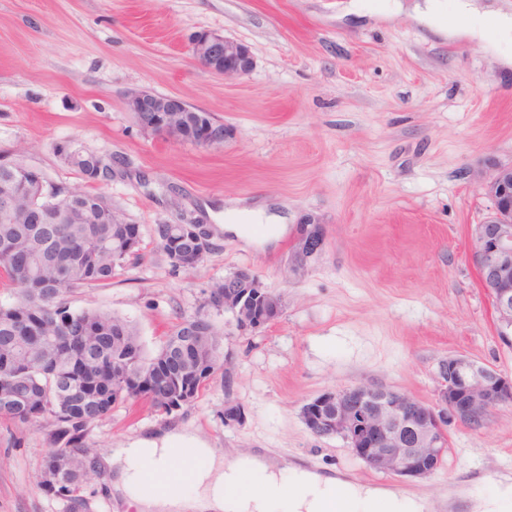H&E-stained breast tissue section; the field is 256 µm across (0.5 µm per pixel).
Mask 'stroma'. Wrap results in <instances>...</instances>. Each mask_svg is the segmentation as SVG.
I'll return each instance as SVG.
<instances>
[{"label":"stroma","instance_id":"35a3bbf8","mask_svg":"<svg viewBox=\"0 0 512 512\" xmlns=\"http://www.w3.org/2000/svg\"><path fill=\"white\" fill-rule=\"evenodd\" d=\"M387 0H0V153L64 189L90 190L61 146L124 158L104 191L139 224L142 259L111 284L74 291L73 309L124 318L156 350L181 319L202 312L228 361L202 395L166 414L143 400L90 426L93 455L186 429L234 459L272 453L349 483L427 498L430 512H467L454 489L493 494L512 477V405L488 425L448 428L434 477L406 482L355 459L336 437L311 435L302 405L324 390L371 384L437 397L440 361L456 354L512 373L471 260L472 229L491 205L479 172L512 163V68L494 23L482 38H444ZM246 43L255 67L227 80L198 65L194 37ZM147 90L212 113L231 135L205 148L144 132L125 99ZM283 216L274 233L249 210ZM324 246L289 267L304 215ZM195 217L214 251L173 271L158 224ZM239 225L240 235L225 233ZM241 268L280 296L279 316L240 334L208 290ZM246 419L224 423V401ZM41 425L0 422V512H66L39 487L49 453ZM97 469L78 512H134Z\"/></svg>","mask_w":512,"mask_h":512}]
</instances>
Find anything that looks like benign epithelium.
Wrapping results in <instances>:
<instances>
[{"instance_id":"7a95c632","label":"benign epithelium","mask_w":512,"mask_h":512,"mask_svg":"<svg viewBox=\"0 0 512 512\" xmlns=\"http://www.w3.org/2000/svg\"><path fill=\"white\" fill-rule=\"evenodd\" d=\"M195 61L226 79L251 73L255 59L245 43L215 32H201L191 43ZM126 105L140 128L175 141L188 138L187 113L195 111L183 102L160 97L147 90L128 94ZM228 128L202 113L195 128L194 143L201 147L224 144ZM491 201L483 221L472 230L471 259L482 288L491 300L498 335L512 343V164L498 165L479 180ZM323 245L319 219L302 218L291 252L293 271L306 267ZM220 297L224 311L232 314L242 333L265 329L281 310L280 297L260 278L242 268L224 278ZM182 335L193 345L210 335L196 318L183 326ZM174 361L182 372L205 375L208 385L223 363L213 357L180 356ZM440 388L437 402L426 404L396 389L371 385L327 390L307 401L300 411L306 429L315 437L341 438L350 453L379 473L404 478H428L439 472L448 453V426L455 423L470 430L488 424L494 409L512 404V376L496 368L479 365L463 355H451L438 367ZM140 381L127 376L112 392L128 400L137 399ZM244 420V406L224 402V424Z\"/></svg>"}]
</instances>
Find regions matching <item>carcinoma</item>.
<instances>
[{
	"instance_id": "cac0c4a2",
	"label": "carcinoma",
	"mask_w": 512,
	"mask_h": 512,
	"mask_svg": "<svg viewBox=\"0 0 512 512\" xmlns=\"http://www.w3.org/2000/svg\"><path fill=\"white\" fill-rule=\"evenodd\" d=\"M62 155L84 176L99 158L70 148ZM38 183L35 172L23 170L13 184L10 212H0V274L15 294L13 302L0 303V418L21 425L51 423L53 451L43 461L46 468L60 452L80 460L89 427L125 402L112 396L113 360L146 376L142 398L159 410L168 407L176 381L159 382L155 364L164 350L179 346L181 325L150 353L129 321L98 309H71L68 293L111 282L138 256L141 239L126 235L129 225L112 223V205L96 192L72 193L71 208L85 215L83 224L29 220L53 208L36 196ZM153 233L164 253L185 255L181 264H172L175 270L195 268L193 241L210 236L205 224H157ZM82 489L76 466L62 474L58 499L72 505Z\"/></svg>"
}]
</instances>
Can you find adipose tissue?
Instances as JSON below:
<instances>
[{
	"mask_svg": "<svg viewBox=\"0 0 512 512\" xmlns=\"http://www.w3.org/2000/svg\"><path fill=\"white\" fill-rule=\"evenodd\" d=\"M463 26L444 23L443 0H416L415 19L434 34L480 37L487 19H494L501 37L512 43V12L487 15L475 0H457ZM200 460L185 478L171 476L175 462L186 451ZM98 464L116 469L115 494L138 512H323L328 496L343 499L348 512H424L422 499L386 488L357 486L299 467L289 471L259 455L223 465L212 448L183 430L143 438L125 448H113Z\"/></svg>",
	"mask_w": 512,
	"mask_h": 512,
	"instance_id": "adipose-tissue-1",
	"label": "adipose tissue"
}]
</instances>
